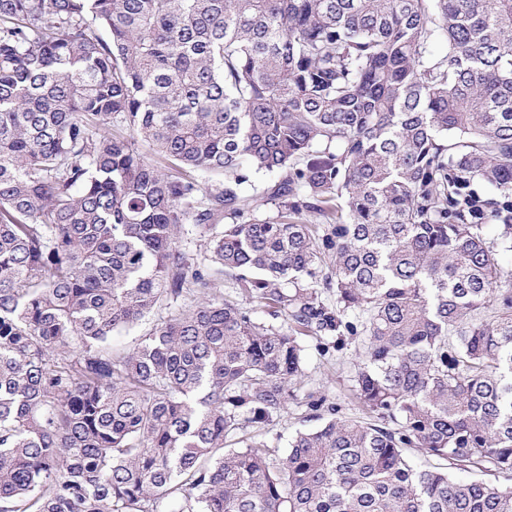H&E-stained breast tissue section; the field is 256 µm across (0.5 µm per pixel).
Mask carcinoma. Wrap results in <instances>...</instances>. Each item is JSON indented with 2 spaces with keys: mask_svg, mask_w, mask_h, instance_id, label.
Masks as SVG:
<instances>
[{
  "mask_svg": "<svg viewBox=\"0 0 512 512\" xmlns=\"http://www.w3.org/2000/svg\"><path fill=\"white\" fill-rule=\"evenodd\" d=\"M488 224L512 251V0H0V512H512L458 476L512 478ZM355 336L369 420L280 453L305 338ZM207 273L209 274V278L212 280L213 288L217 291L218 294L223 295L224 297H230L232 299H236L238 302L247 304V306H256L258 314L261 318L266 320H272V318L268 315L267 309L258 308L257 303L249 304V300L239 294V290L234 288H230L231 279L226 276L224 273H220L217 271L218 267L215 265H211L209 262H205ZM183 305V301H179L177 304H167V302H163L160 307H158L154 313L140 322L138 325H135L131 328L121 329L120 331L114 333L112 338V346L116 351H122L124 349H128L134 345L135 338L147 332L153 324L160 322V320L166 318L170 315L171 312H174L178 308Z\"/></svg>",
  "mask_w": 512,
  "mask_h": 512,
  "instance_id": "cac0c4a2",
  "label": "carcinoma"
}]
</instances>
